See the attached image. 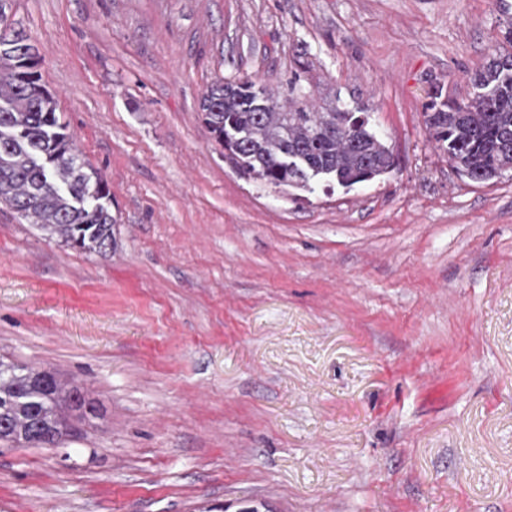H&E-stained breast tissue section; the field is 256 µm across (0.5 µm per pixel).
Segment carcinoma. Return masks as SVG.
<instances>
[{"instance_id": "1", "label": "carcinoma", "mask_w": 512, "mask_h": 512, "mask_svg": "<svg viewBox=\"0 0 512 512\" xmlns=\"http://www.w3.org/2000/svg\"><path fill=\"white\" fill-rule=\"evenodd\" d=\"M10 0H0V204L50 239L89 254L112 252L111 192L107 181L77 150L57 115V100L41 78L25 82L17 56L30 38L8 22ZM258 85L246 78L214 81L199 104L203 122L237 172L276 187L314 191V181L281 166L289 152L302 154L320 179L343 188L370 182L395 167L392 150L367 112L328 101L319 110L299 103L298 83L288 82L290 106L250 107ZM463 102L433 103L426 125L448 162L472 183L488 184L512 171V52L496 50L472 78ZM233 127L247 142L227 136ZM96 400L54 371L0 360V446L57 445L71 422L97 415Z\"/></svg>"}]
</instances>
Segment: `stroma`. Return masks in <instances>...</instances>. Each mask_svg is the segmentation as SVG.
<instances>
[{"label": "stroma", "instance_id": "stroma-1", "mask_svg": "<svg viewBox=\"0 0 512 512\" xmlns=\"http://www.w3.org/2000/svg\"><path fill=\"white\" fill-rule=\"evenodd\" d=\"M118 222L106 256L0 206V355L100 417L0 447V512H512V172L430 137L512 0H12ZM370 112L393 171L315 193L225 163L217 79Z\"/></svg>", "mask_w": 512, "mask_h": 512}]
</instances>
